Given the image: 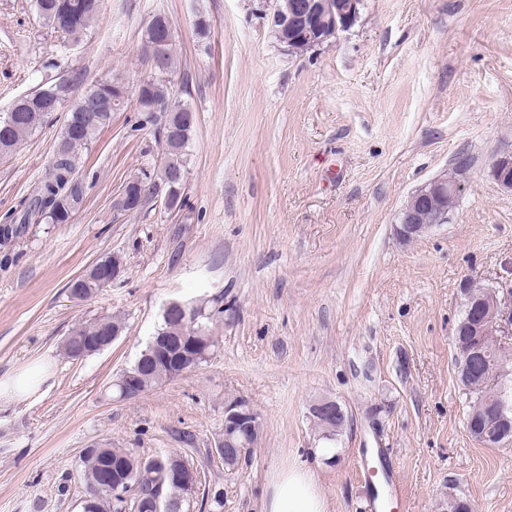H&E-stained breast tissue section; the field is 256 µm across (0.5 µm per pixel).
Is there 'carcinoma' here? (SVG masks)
<instances>
[{"instance_id": "cac0c4a2", "label": "carcinoma", "mask_w": 512, "mask_h": 512, "mask_svg": "<svg viewBox=\"0 0 512 512\" xmlns=\"http://www.w3.org/2000/svg\"><path fill=\"white\" fill-rule=\"evenodd\" d=\"M36 14L40 21L72 42L78 43L86 35L90 23L101 10V0H35ZM142 40L148 44H159L164 51L165 72L172 66L171 48L174 31L168 18L162 14L154 16L145 26ZM128 86L116 78H104L86 83L84 75L73 72L68 77L47 83L18 99L10 111L0 116V156L12 153L26 138L30 137L44 119L68 106L64 124L53 150L48 174L37 193L21 208L12 211L6 222L0 225V240L7 243L20 234L27 224H65L74 212L80 209L84 198V185L79 179L82 153L88 149L97 134L112 119V113L123 107L124 94ZM138 111L163 112L175 126L172 135L161 137L162 154L157 169L143 172L132 179L136 195L146 198L158 190L167 194L164 205L168 210L184 205L183 185L177 181L178 174L186 172V149L195 125L194 112L182 104L171 109V100L166 79L155 76L137 87ZM99 97L114 103L112 111L98 113V121L90 125L85 121L84 100ZM107 287L98 269L90 268L83 281L70 289L77 300H86ZM190 315L185 316L176 309L163 311L157 334L169 336L179 342L182 336H192L207 347V353L198 358L202 364L215 348L210 334L209 322L224 309L209 310L204 303L187 302ZM120 323L112 318H99L73 330L63 342L65 355L79 359L87 348L89 336L115 334ZM135 372L140 376L143 391L148 392L176 377L169 367L153 362L145 354L123 373ZM173 461H184L178 454L159 453L142 457L130 449L113 448L106 444H92L80 456L79 471L85 484L86 497L93 504L82 508V512H146L144 504L154 501L158 512H178L185 502V488L170 482L168 465Z\"/></svg>"}]
</instances>
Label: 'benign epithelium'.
Returning a JSON list of instances; mask_svg holds the SVG:
<instances>
[{
    "label": "benign epithelium",
    "mask_w": 512,
    "mask_h": 512,
    "mask_svg": "<svg viewBox=\"0 0 512 512\" xmlns=\"http://www.w3.org/2000/svg\"><path fill=\"white\" fill-rule=\"evenodd\" d=\"M259 4L269 11L271 27L288 45L306 36L319 44L331 42L358 22L364 8V0H303L293 5L290 12L283 13L269 9L268 0H259ZM467 173L468 164L460 160L453 175L435 177L411 193L401 210L397 227L403 241H414L433 226L447 221L448 197H459ZM491 173L500 188L512 191V153L495 159ZM462 293L468 305L465 335L473 340L459 344L458 357L473 361L484 357L487 348L500 345L502 337L512 334V318H508L509 325H504V302L498 290L468 280L463 284ZM248 418L255 419L257 414L247 404L232 403L224 407V446H235L238 424ZM468 434L488 448L493 447L495 441L512 437V398L500 393L496 410L476 416Z\"/></svg>",
    "instance_id": "1"
}]
</instances>
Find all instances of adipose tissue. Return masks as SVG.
<instances>
[{
	"mask_svg": "<svg viewBox=\"0 0 512 512\" xmlns=\"http://www.w3.org/2000/svg\"><path fill=\"white\" fill-rule=\"evenodd\" d=\"M261 512H327L316 474L301 467L277 473L270 480Z\"/></svg>",
	"mask_w": 512,
	"mask_h": 512,
	"instance_id": "1",
	"label": "adipose tissue"
}]
</instances>
